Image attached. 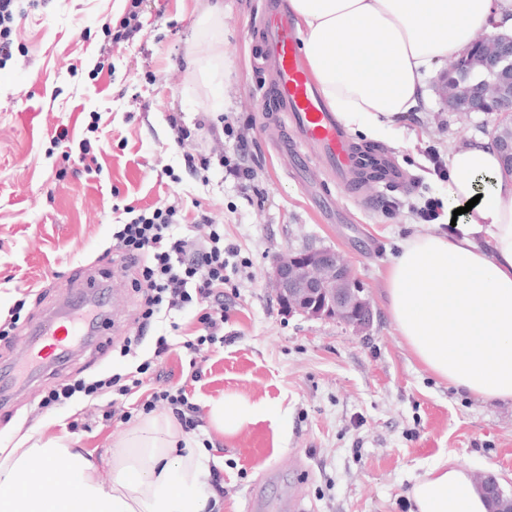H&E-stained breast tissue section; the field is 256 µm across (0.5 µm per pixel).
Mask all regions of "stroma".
Wrapping results in <instances>:
<instances>
[{"instance_id":"obj_1","label":"stroma","mask_w":512,"mask_h":512,"mask_svg":"<svg viewBox=\"0 0 512 512\" xmlns=\"http://www.w3.org/2000/svg\"><path fill=\"white\" fill-rule=\"evenodd\" d=\"M223 9L217 30L201 21ZM269 0H19L11 57L0 58V315L18 310L16 335L0 338V365L20 363L28 331L57 307V283L105 277L115 323L64 367L41 374L0 409V448L32 438L68 437L100 458L118 432L144 418L153 388L186 384L194 403L234 399L254 408L250 421L224 433L204 421L194 437L224 493L213 512H412L414 476L456 459L470 475H496L512 493V402L457 389L413 354L389 311L384 274L399 244L449 232L419 210L440 200L438 173L450 148L490 136L497 115L448 111L438 91L444 64L426 78L417 111L381 139L408 182L343 186L307 148H283L292 135L285 112L271 111L274 74L259 71L257 30ZM137 8L142 27L113 42L108 22ZM212 63L210 75L189 56ZM222 100L209 112V98ZM220 129L203 144H178L197 121ZM68 132L56 143L54 129ZM249 154L238 158L240 141ZM202 146L207 168L189 173L182 154ZM94 157L86 169L85 157ZM243 162L248 182L226 163ZM176 205V223L200 217L224 227L225 243L246 260L225 290L224 340L203 350L190 381L185 340L198 335L196 308L150 329L135 355L112 340L134 331L133 274L106 254L126 206ZM316 244L335 249L365 284L374 310L364 334L334 320L285 314L270 292L271 255ZM170 350L150 384L118 397L111 421L96 403L39 409L44 392L79 378L126 374Z\"/></svg>"}]
</instances>
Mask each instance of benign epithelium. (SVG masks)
<instances>
[{"label": "benign epithelium", "instance_id": "obj_1", "mask_svg": "<svg viewBox=\"0 0 512 512\" xmlns=\"http://www.w3.org/2000/svg\"><path fill=\"white\" fill-rule=\"evenodd\" d=\"M439 93L448 108L460 115L495 112L512 118V35L478 34L440 75ZM267 283L290 315L334 319L358 333L370 329L374 312L364 283L330 247L308 246L271 256ZM480 489L512 512L496 477L488 473Z\"/></svg>", "mask_w": 512, "mask_h": 512}]
</instances>
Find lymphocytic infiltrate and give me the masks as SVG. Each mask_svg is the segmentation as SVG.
<instances>
[{
    "label": "lymphocytic infiltrate",
    "mask_w": 512,
    "mask_h": 512,
    "mask_svg": "<svg viewBox=\"0 0 512 512\" xmlns=\"http://www.w3.org/2000/svg\"><path fill=\"white\" fill-rule=\"evenodd\" d=\"M175 214L172 207L158 206L152 212L134 215L116 225L110 250L123 266L136 270L133 286L141 295L136 317L140 328L167 320L171 312L184 307H199L204 333L183 343L192 355L189 365L194 368L203 346L215 344L224 329V287L239 272L233 262L237 251L234 246L225 245L223 225H209L208 236L202 240L181 231L174 222ZM168 350L166 337H159L152 359L136 366L137 376L131 383H122L117 374L101 379L80 378L48 390L39 406L45 409L65 406L80 398L93 400L114 389L120 395H129L143 386L142 376L150 370L153 358ZM159 404L168 406L186 431L202 424L200 408L191 402L185 386L153 391L143 409L150 412Z\"/></svg>",
    "instance_id": "f902f5d3"
}]
</instances>
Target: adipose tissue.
<instances>
[{"instance_id":"ef3b65f1","label":"adipose tissue","mask_w":512,"mask_h":512,"mask_svg":"<svg viewBox=\"0 0 512 512\" xmlns=\"http://www.w3.org/2000/svg\"><path fill=\"white\" fill-rule=\"evenodd\" d=\"M302 52L327 106L349 129L379 139L423 97L433 62L456 58L476 26L512 30V0H287ZM450 234L401 242L386 273L390 311L414 355L449 383L512 400V174L494 142L450 149ZM70 465V487L53 470ZM112 473L100 480L102 469ZM211 470L200 443L156 414L124 429L92 459L63 439L0 448V512H209ZM417 512H491L453 459L417 478Z\"/></svg>"}]
</instances>
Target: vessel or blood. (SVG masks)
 I'll return each mask as SVG.
<instances>
[{
    "label": "vessel or blood",
    "mask_w": 512,
    "mask_h": 512,
    "mask_svg": "<svg viewBox=\"0 0 512 512\" xmlns=\"http://www.w3.org/2000/svg\"><path fill=\"white\" fill-rule=\"evenodd\" d=\"M263 34L275 64L273 94L287 109L288 120L297 138L314 148L319 159L337 179L348 182L359 173L372 172L387 187H398L404 173L391 157L353 145L335 113L327 110L320 90L299 53L291 16L285 12L271 13L264 24ZM61 288L71 309L51 319L47 325L30 330L29 365L62 366L86 336L101 331L109 321L105 295L98 281L89 280L80 287L65 281ZM26 383V367L0 372V408Z\"/></svg>",
    "instance_id": "vessel-or-blood-1"
}]
</instances>
